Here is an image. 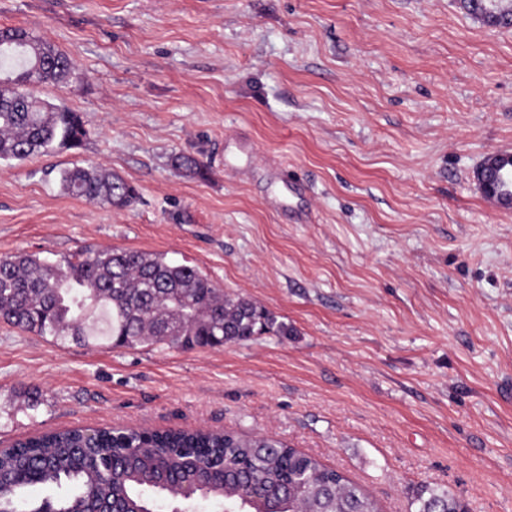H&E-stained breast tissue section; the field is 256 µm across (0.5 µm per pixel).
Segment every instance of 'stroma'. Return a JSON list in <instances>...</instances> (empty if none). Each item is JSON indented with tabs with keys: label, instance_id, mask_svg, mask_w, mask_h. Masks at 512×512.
<instances>
[{
	"label": "stroma",
	"instance_id": "35a3bbf8",
	"mask_svg": "<svg viewBox=\"0 0 512 512\" xmlns=\"http://www.w3.org/2000/svg\"><path fill=\"white\" fill-rule=\"evenodd\" d=\"M72 59L89 131L0 166V257L109 246L197 268L287 335L90 349L0 323V448L74 427L273 436L416 512H512V27L459 0H0ZM205 162V175L172 158ZM93 164L116 209L62 194ZM61 191L110 208L131 207L138 198L132 185L121 177L95 166L63 168L58 172ZM419 503L417 512H467V506L448 490L422 485L415 495Z\"/></svg>",
	"mask_w": 512,
	"mask_h": 512
}]
</instances>
